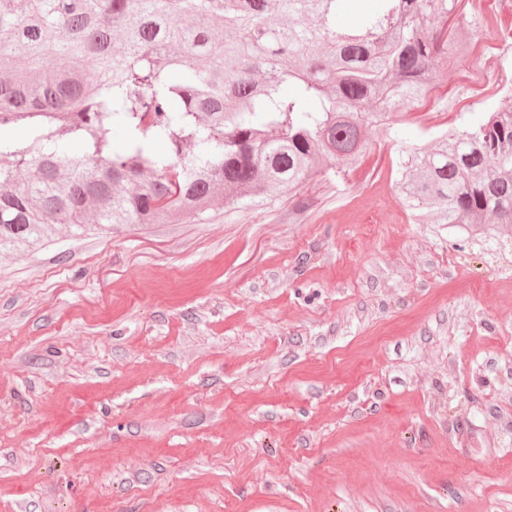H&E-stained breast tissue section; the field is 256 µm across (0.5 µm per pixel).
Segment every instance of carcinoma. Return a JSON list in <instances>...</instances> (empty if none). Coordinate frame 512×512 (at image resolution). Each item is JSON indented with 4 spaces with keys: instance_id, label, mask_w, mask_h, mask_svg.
<instances>
[{
    "instance_id": "cac0c4a2",
    "label": "carcinoma",
    "mask_w": 512,
    "mask_h": 512,
    "mask_svg": "<svg viewBox=\"0 0 512 512\" xmlns=\"http://www.w3.org/2000/svg\"><path fill=\"white\" fill-rule=\"evenodd\" d=\"M0 0V252L118 224L201 218L354 164L367 131L426 100L459 0ZM469 24L494 21L470 3ZM512 93L399 191L421 224H512ZM25 135H16L18 129Z\"/></svg>"
}]
</instances>
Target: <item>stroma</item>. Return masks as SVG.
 Segmentation results:
<instances>
[{"label": "stroma", "instance_id": "1", "mask_svg": "<svg viewBox=\"0 0 512 512\" xmlns=\"http://www.w3.org/2000/svg\"><path fill=\"white\" fill-rule=\"evenodd\" d=\"M459 63L336 176L0 254V512H512V224L416 223L405 149L512 81Z\"/></svg>", "mask_w": 512, "mask_h": 512}]
</instances>
